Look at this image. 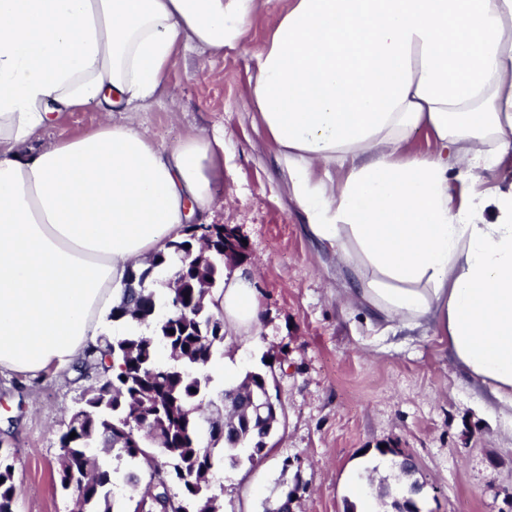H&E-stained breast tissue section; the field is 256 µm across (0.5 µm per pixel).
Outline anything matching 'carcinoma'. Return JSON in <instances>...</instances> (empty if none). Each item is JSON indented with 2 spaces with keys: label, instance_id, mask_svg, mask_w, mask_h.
<instances>
[{
  "label": "carcinoma",
  "instance_id": "1",
  "mask_svg": "<svg viewBox=\"0 0 512 512\" xmlns=\"http://www.w3.org/2000/svg\"><path fill=\"white\" fill-rule=\"evenodd\" d=\"M196 228L189 225L184 238L169 243L168 254L155 256L149 267L131 274L110 314L112 322L124 326L123 332L99 338L74 367L81 375L92 368L102 370L97 384L76 402L82 419L69 420L59 435V484L74 498L78 512H112L120 473L135 491L129 496L131 512H137L135 504L146 497L170 512H188L198 502L219 501L210 475L225 464L236 466L244 459L253 464L266 456L268 425L250 408L234 418L223 413L212 417L222 431L211 447L200 448L195 442L203 409L224 402L234 391L230 387L211 396V378L204 373L224 346V337L207 335L209 324L224 316L209 307L205 291L189 286L168 292L166 312L159 316L156 292L148 283L155 282L157 268L171 261L192 280L193 269L184 257L196 247ZM161 346L169 351L164 366L158 358ZM237 388L251 389L257 403L271 393L262 369L246 372ZM134 412L147 417L145 427L126 425L125 416ZM100 446L112 451L118 465L91 457L90 450ZM13 470L11 454L0 453V512H13ZM297 490L283 489L270 505L273 512H291Z\"/></svg>",
  "mask_w": 512,
  "mask_h": 512
}]
</instances>
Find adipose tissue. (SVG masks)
I'll return each instance as SVG.
<instances>
[{
    "label": "adipose tissue",
    "mask_w": 512,
    "mask_h": 512,
    "mask_svg": "<svg viewBox=\"0 0 512 512\" xmlns=\"http://www.w3.org/2000/svg\"><path fill=\"white\" fill-rule=\"evenodd\" d=\"M259 0H0V374L68 369L132 272L210 212L224 133L157 145L132 122L27 146L65 112L140 111L177 49L238 48ZM251 94L305 231L349 303L445 340L512 412V0H288ZM428 130L436 150L404 148ZM475 185L466 204L455 183ZM493 212L486 221L485 212ZM212 300L255 335L251 278Z\"/></svg>",
    "instance_id": "adipose-tissue-1"
}]
</instances>
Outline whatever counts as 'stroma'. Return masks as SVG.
I'll list each match as a JSON object with an SVG mask.
<instances>
[{"instance_id": "obj_1", "label": "stroma", "mask_w": 512, "mask_h": 512, "mask_svg": "<svg viewBox=\"0 0 512 512\" xmlns=\"http://www.w3.org/2000/svg\"><path fill=\"white\" fill-rule=\"evenodd\" d=\"M288 0H264L238 49L211 57L178 51L168 94L133 113L136 128L169 147L184 137L224 131V187L212 223L247 242L243 268L262 308L257 334L227 346L239 371L271 359L280 424L258 464L225 467L224 512H264L283 486H298L292 512H358L352 479L375 494L380 512L413 497L420 512H512V419L456 369L444 343L384 328L346 299L336 261L304 231L275 149L250 92L253 51ZM95 106L65 113L38 137L82 134L102 120ZM88 380L76 371L26 381L0 374V450L14 457V512H76L58 485L59 434ZM390 465L374 466L380 446ZM412 472H403V462Z\"/></svg>"}]
</instances>
